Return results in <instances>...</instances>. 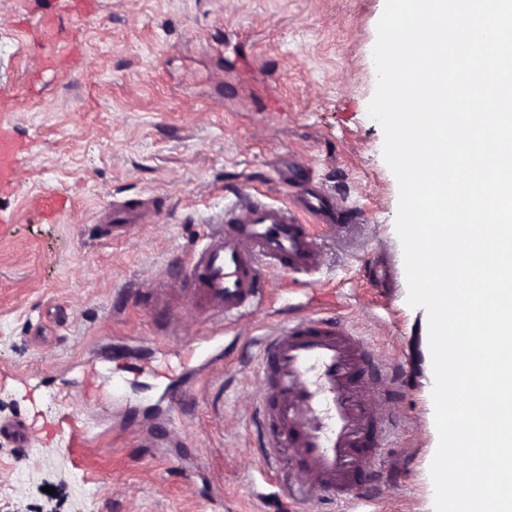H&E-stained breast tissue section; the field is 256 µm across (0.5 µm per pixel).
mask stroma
<instances>
[{
	"mask_svg": "<svg viewBox=\"0 0 512 512\" xmlns=\"http://www.w3.org/2000/svg\"><path fill=\"white\" fill-rule=\"evenodd\" d=\"M385 0H0V118L24 148L12 221L0 227V421L22 418L28 447L0 436V512H264L251 417L254 339L316 310L351 320L401 385L391 484L363 478L365 512H434L438 444L428 314L407 303L396 233L397 180L368 114L372 51ZM55 16L65 42L33 53L34 24ZM314 171L358 214L339 238L316 225L317 284L280 287L271 308L224 332L222 354L192 349L211 326L174 286L238 190L288 202L290 167ZM63 190L71 212L32 203ZM155 197L153 224L112 236V201ZM398 272L377 287L374 246ZM125 345V364L112 363ZM122 379L120 405L84 395ZM192 377L167 418L181 445L163 455L126 429L157 417L165 385Z\"/></svg>",
	"mask_w": 512,
	"mask_h": 512,
	"instance_id": "1",
	"label": "stroma"
}]
</instances>
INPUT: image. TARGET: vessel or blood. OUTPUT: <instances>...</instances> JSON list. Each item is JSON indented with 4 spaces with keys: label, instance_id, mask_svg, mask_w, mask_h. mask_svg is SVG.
<instances>
[{
    "label": "vessel or blood",
    "instance_id": "b4317fda",
    "mask_svg": "<svg viewBox=\"0 0 512 512\" xmlns=\"http://www.w3.org/2000/svg\"><path fill=\"white\" fill-rule=\"evenodd\" d=\"M19 145L10 123L0 122V190L16 180ZM68 196L48 190L35 196V208L56 218L69 209ZM314 221L350 227L349 210L335 212L318 188L304 189L288 204L274 205L242 191L224 208V217L207 232L181 292L186 302L225 327L237 325L266 308L272 290L268 271L311 276L321 268L320 242ZM148 201L112 205L113 228L130 231L148 223ZM263 379L259 387L255 450L259 474L270 481L284 456L295 461L299 512L314 501L334 496L343 512H359L360 482L370 475L378 486L388 483V470L377 455L392 445L397 393L382 374L363 336L346 318L312 314L280 325L258 341ZM371 450H364V440Z\"/></svg>",
    "mask_w": 512,
    "mask_h": 512
}]
</instances>
